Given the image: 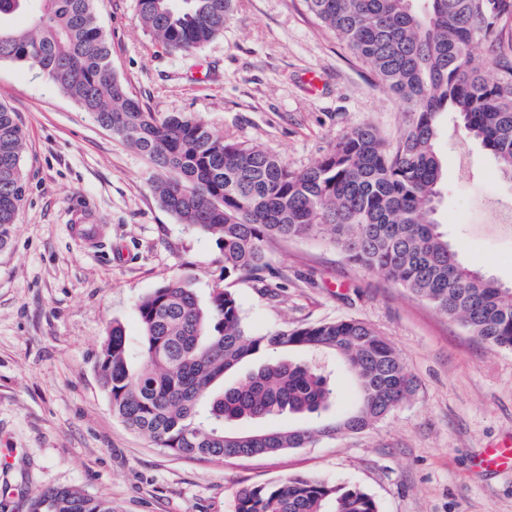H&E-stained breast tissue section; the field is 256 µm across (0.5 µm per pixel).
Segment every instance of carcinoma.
Instances as JSON below:
<instances>
[{
	"label": "carcinoma",
	"mask_w": 512,
	"mask_h": 512,
	"mask_svg": "<svg viewBox=\"0 0 512 512\" xmlns=\"http://www.w3.org/2000/svg\"><path fill=\"white\" fill-rule=\"evenodd\" d=\"M306 0L308 10L378 83L409 105L395 143L360 124L306 167L230 142L191 113L158 116L131 96L112 70L98 24L100 0H0V63L45 75L103 128L145 157L162 206L204 233L219 250L224 278L265 266L276 239L320 237L353 263L375 270L426 300L467 333L512 350V288L465 265L436 220L444 174L437 142L442 117L478 141L500 175L512 181V44L500 50L512 0ZM145 31L167 49L193 53L224 33L233 0H136ZM27 15L24 26L12 19ZM495 48L498 77L471 54ZM26 135L0 101V250L10 241L27 193L22 159ZM138 366L124 327L112 323L96 369L112 413L156 447L213 460L305 448L339 432H358L387 417L415 391L397 351L370 324L354 318L252 333L229 290L203 305L172 280L136 305ZM329 354L350 372L356 409L323 418L337 389L311 361L275 356L281 350ZM262 364L237 383L224 377ZM294 415L306 427L249 434L248 420ZM27 512H112V501L77 487L48 488ZM235 512H379L360 487L313 477H286L242 489Z\"/></svg>",
	"instance_id": "obj_1"
}]
</instances>
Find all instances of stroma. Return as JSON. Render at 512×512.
Returning <instances> with one entry per match:
<instances>
[{
  "label": "stroma",
  "mask_w": 512,
  "mask_h": 512,
  "mask_svg": "<svg viewBox=\"0 0 512 512\" xmlns=\"http://www.w3.org/2000/svg\"><path fill=\"white\" fill-rule=\"evenodd\" d=\"M98 23L112 68L149 111L192 113L225 139L295 168L353 127L394 141L407 106L318 21L304 0H234L223 35L193 54L156 44L135 0H103ZM322 88L310 91L308 74ZM0 100L26 132L27 195L0 252V449H17L0 512H24L50 487L76 486L113 512H234L238 492L288 476L362 488L379 512H512V474L475 471L512 435V352L492 348L378 272L318 238L274 240L266 266L223 278L221 255L151 189L153 170L45 76L0 64ZM448 192L441 229L462 260L512 287V206L486 151L446 122L438 143ZM77 224L100 229L96 243ZM180 280L201 302L233 292L252 333L340 318L372 325L415 380L411 400L360 432L306 448L224 461L176 456L112 413L96 371L112 322L140 345L136 305Z\"/></svg>",
  "instance_id": "35a3bbf8"
}]
</instances>
